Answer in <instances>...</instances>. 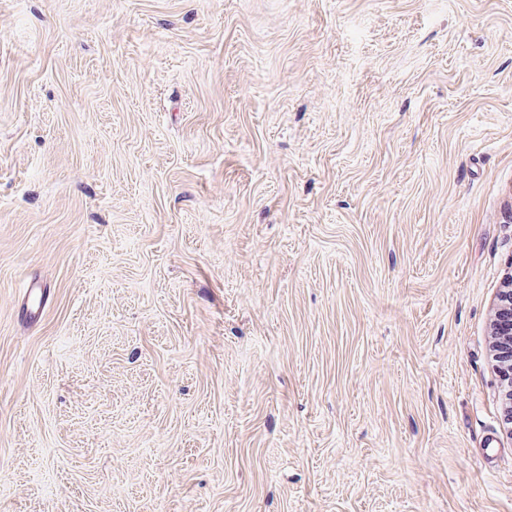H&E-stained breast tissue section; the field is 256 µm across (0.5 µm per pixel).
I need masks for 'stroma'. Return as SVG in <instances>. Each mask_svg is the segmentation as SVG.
Listing matches in <instances>:
<instances>
[{"mask_svg": "<svg viewBox=\"0 0 512 512\" xmlns=\"http://www.w3.org/2000/svg\"><path fill=\"white\" fill-rule=\"evenodd\" d=\"M511 275L512 0H0V512H512Z\"/></svg>", "mask_w": 512, "mask_h": 512, "instance_id": "1", "label": "stroma"}]
</instances>
